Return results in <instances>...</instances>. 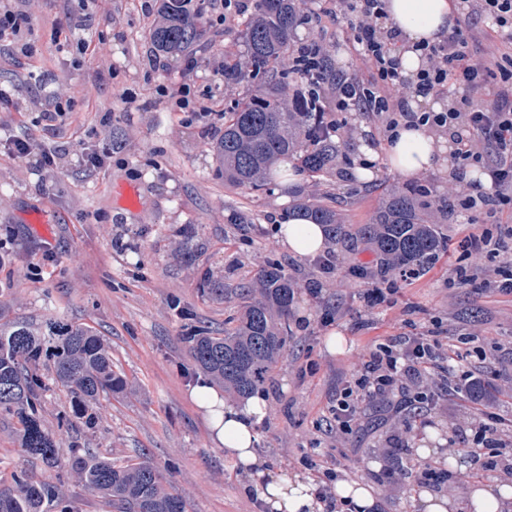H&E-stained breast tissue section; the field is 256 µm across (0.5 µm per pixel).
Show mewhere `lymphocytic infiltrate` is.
<instances>
[{"label": "lymphocytic infiltrate", "instance_id": "lymphocytic-infiltrate-1", "mask_svg": "<svg viewBox=\"0 0 512 512\" xmlns=\"http://www.w3.org/2000/svg\"><path fill=\"white\" fill-rule=\"evenodd\" d=\"M336 21L356 18L353 41L359 56L372 67L363 82L339 73L335 83L318 82L315 93L325 114L323 129L332 138L347 130L350 112L375 113L386 134L401 123L451 132L458 166L481 165L484 181L455 188L460 208H487L496 214L512 206V0H471V16L487 20L484 31L492 52L487 57L467 53L470 34L454 30L443 42L427 44V60L413 81L399 71L395 27L386 25L382 0H324ZM461 85L467 97L441 111H414L409 101ZM439 357L424 338L376 344L359 374L346 381L336 399V432L349 433L358 404L388 397L393 391H412L413 403L432 408L438 403L420 386ZM495 415L476 409L471 416L473 443L468 448L475 470H499L512 478V435L500 433Z\"/></svg>", "mask_w": 512, "mask_h": 512}]
</instances>
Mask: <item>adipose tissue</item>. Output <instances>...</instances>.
<instances>
[{
    "label": "adipose tissue",
    "mask_w": 512,
    "mask_h": 512,
    "mask_svg": "<svg viewBox=\"0 0 512 512\" xmlns=\"http://www.w3.org/2000/svg\"><path fill=\"white\" fill-rule=\"evenodd\" d=\"M389 23L401 33L398 52L400 67L407 77H415L425 61L418 44L437 43L454 26L457 18L455 0H384ZM387 155L394 168L415 176L438 170L442 177L451 176L452 145L424 126H400ZM282 244L300 257H312L326 249V226L298 217L279 224ZM192 401L206 411V419L215 440L226 455L234 459L243 472L244 490L254 496L267 512H322L310 485L300 475H276L256 452L258 427L267 414L262 395L231 402L206 381L191 390Z\"/></svg>",
    "instance_id": "1"
}]
</instances>
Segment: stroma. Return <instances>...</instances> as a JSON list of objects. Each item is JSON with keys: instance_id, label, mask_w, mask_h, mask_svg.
I'll list each match as a JSON object with an SVG mask.
<instances>
[{"instance_id": "35a3bbf8", "label": "stroma", "mask_w": 512, "mask_h": 512, "mask_svg": "<svg viewBox=\"0 0 512 512\" xmlns=\"http://www.w3.org/2000/svg\"><path fill=\"white\" fill-rule=\"evenodd\" d=\"M0 7L33 17L37 47L30 55L0 41V86L11 94L0 104V309L36 325L52 317L93 327L129 383L122 393L100 395L92 427L78 422L66 429L57 419L72 396L48 382L41 416L62 446L112 460L145 455L185 512H261L190 399L203 374L185 338L203 327L223 328L239 310L231 288L257 278L272 260L295 281L288 347L260 389L268 415L258 451L273 473L311 480L307 462H341L373 486L396 433L404 469L440 463L449 440L469 427L472 401L462 388L429 411L400 394L378 413L363 404L351 432L336 434L337 393L372 346L389 339L431 335L456 373L479 370L489 411L512 421V296L493 288L494 263L478 262L460 245L468 232L490 228L485 209L449 212L439 259L405 279L395 270L376 278L377 258L365 241H331L333 268L326 272L318 258L288 253L275 233L304 197L332 203L342 223L355 226L369 223L386 194L412 180L429 189L432 201L447 199L438 173L411 179L389 167L388 139L374 115H349L351 134L339 146L342 177L315 182L302 174L291 188L272 182L248 193L218 174L216 137L198 115L230 107L247 90L221 74L225 53L244 51L242 21L218 20L224 0H212L208 47L191 70L153 56L147 32L156 12L144 0H97L88 15L77 0H0ZM297 39L323 43L335 70L369 79L348 24L322 14L301 26ZM184 87L191 90L190 112L173 105ZM58 96L72 107L49 129L40 115ZM362 138L376 153L375 173L364 182L350 173ZM11 139L63 158L42 170L19 164L7 148ZM84 150L105 152L103 165L84 162ZM459 267L479 275L460 285ZM205 272L228 295L202 294ZM376 287L387 294L372 306L367 294ZM333 333L344 339L334 353L327 348ZM16 428L15 418L0 415V492L13 489L19 471L47 474L19 448ZM58 487L74 512H115L69 469L61 470Z\"/></svg>"}]
</instances>
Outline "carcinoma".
<instances>
[{
  "label": "carcinoma",
  "mask_w": 512,
  "mask_h": 512,
  "mask_svg": "<svg viewBox=\"0 0 512 512\" xmlns=\"http://www.w3.org/2000/svg\"><path fill=\"white\" fill-rule=\"evenodd\" d=\"M157 15L147 34L152 51L172 59L193 56L210 23L206 0H159ZM305 21L302 0H258L256 12L244 22L249 72L242 71L236 55L224 57L225 77L257 81L252 92L224 112V133L214 146L218 172L231 186L263 189L268 175L286 158L311 178L333 175L336 142L323 135L317 103L290 102L285 96L300 77L290 60L296 31ZM426 195L412 186L394 190L371 222L355 230L342 224L336 210L323 201L300 200L298 214L327 225L334 237L370 240L383 276L396 268H423L444 249L438 225L427 220L431 203L423 200ZM293 292L294 281L273 262L261 271L256 285H240L235 291L240 312L231 326L214 335L187 337L194 365L238 396L259 389L284 355ZM42 364L74 395L75 417L87 426L95 420L88 412L90 404L104 392L122 393L128 387L112 362L109 345L93 328L56 321L43 328L27 321H1L0 412L17 417L20 448L49 470L69 467L119 512H183L181 499L168 491L148 458L117 463L83 448H61L40 421ZM14 484L12 491L0 493V512H72L50 480H35L22 471L14 475Z\"/></svg>",
  "instance_id": "1"
}]
</instances>
